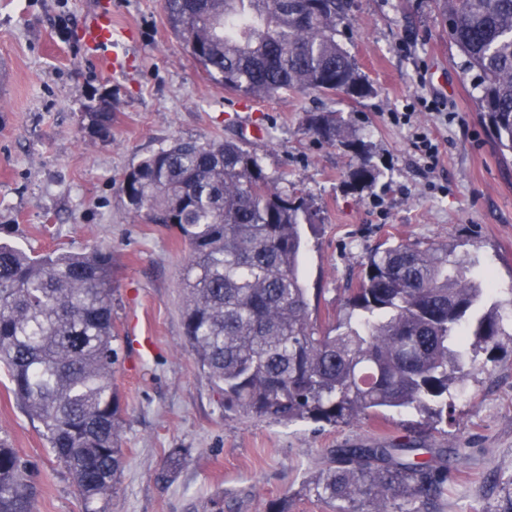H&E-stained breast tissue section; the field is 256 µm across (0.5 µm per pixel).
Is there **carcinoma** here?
Listing matches in <instances>:
<instances>
[{
	"label": "carcinoma",
	"instance_id": "1",
	"mask_svg": "<svg viewBox=\"0 0 512 512\" xmlns=\"http://www.w3.org/2000/svg\"><path fill=\"white\" fill-rule=\"evenodd\" d=\"M462 65L476 73L478 108L512 152V0H436ZM349 0H164L166 23L206 74L250 99L288 91L372 92L336 27ZM102 96L86 117L112 133ZM310 129L349 148L351 183L377 173L364 144L333 112ZM131 210L170 224L187 246L182 277L188 347L224 404L248 414L329 424L381 408L411 407L448 419L452 391L484 354L512 344V314L491 277H469L457 244L398 242L370 253L343 313L312 321L301 276L302 226L311 204L281 191L258 157L232 140H175L125 177ZM112 253L29 255L0 242V365L19 408L38 423L66 469L83 512H108L124 462L121 397L112 383L120 336L113 318ZM315 476L317 496L339 512H431L448 491L444 451L419 458L413 444L334 448ZM169 454L161 478L184 463ZM403 499L406 507L395 506ZM0 512H36L33 472L0 438Z\"/></svg>",
	"mask_w": 512,
	"mask_h": 512
}]
</instances>
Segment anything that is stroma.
I'll use <instances>...</instances> for the list:
<instances>
[{
	"label": "stroma",
	"instance_id": "35a3bbf8",
	"mask_svg": "<svg viewBox=\"0 0 512 512\" xmlns=\"http://www.w3.org/2000/svg\"><path fill=\"white\" fill-rule=\"evenodd\" d=\"M100 0H0V56L15 85L0 96V241L32 254L52 249L112 252L114 316L124 338L115 373L126 408V457L109 512H332L308 485L329 449L411 440L463 448L468 475L448 471L435 512H502L512 479V347L477 368L453 398L447 421L387 410L349 424L292 422L225 409L197 366L183 327L186 245L176 228L134 214L121 190L139 162L177 139H230L260 159L288 194L311 201L302 273L320 291V314L337 315L368 254L400 239H455L477 255L512 298V155L502 154L478 114L476 77L461 66L436 0H351L336 39L372 87L287 92L253 100L212 81L166 25L163 0H110L124 29V68L114 72L85 42L82 21ZM112 99V135L92 134L86 112ZM312 111L337 113L378 171L352 185L355 159L308 128ZM412 112L440 143L424 170ZM34 468L37 512H83L67 471L18 407L0 372V437ZM185 462L169 482L167 454Z\"/></svg>",
	"mask_w": 512,
	"mask_h": 512
}]
</instances>
